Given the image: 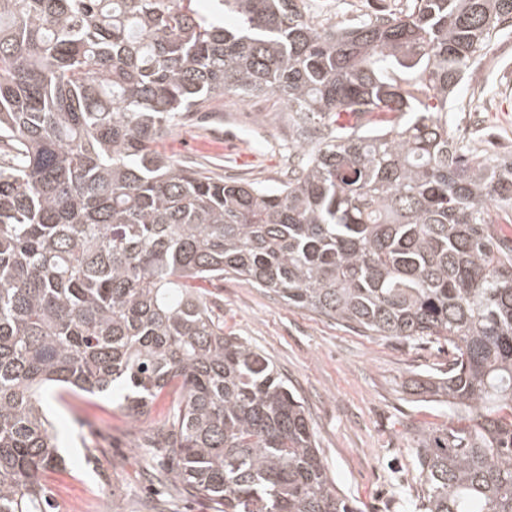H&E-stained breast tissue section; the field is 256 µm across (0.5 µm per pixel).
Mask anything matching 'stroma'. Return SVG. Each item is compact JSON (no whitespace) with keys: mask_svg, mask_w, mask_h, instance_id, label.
<instances>
[{"mask_svg":"<svg viewBox=\"0 0 512 512\" xmlns=\"http://www.w3.org/2000/svg\"><path fill=\"white\" fill-rule=\"evenodd\" d=\"M400 7L401 0H308L318 20L338 15L346 25ZM482 93L491 109L454 115L458 143L485 155L512 154L511 31L474 64L457 96ZM292 135L274 97L243 102L227 95L185 116L165 148L177 163L273 187ZM210 292L225 335L257 348L299 395L331 476L359 512H414L422 496L415 450L426 432L447 426L448 410L420 402L409 383L419 373L446 371L447 347L366 335L232 275ZM47 413L66 461L44 477L55 512L75 500L107 502L109 512H217L214 502L166 479L170 458L142 447L140 424L111 397L69 394L50 401Z\"/></svg>","mask_w":512,"mask_h":512,"instance_id":"1","label":"stroma"}]
</instances>
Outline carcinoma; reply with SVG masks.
<instances>
[{
	"label": "carcinoma",
	"mask_w": 512,
	"mask_h": 512,
	"mask_svg": "<svg viewBox=\"0 0 512 512\" xmlns=\"http://www.w3.org/2000/svg\"><path fill=\"white\" fill-rule=\"evenodd\" d=\"M0 0V512H53L44 403L126 389L143 447L222 512H357L303 402L224 335L227 274L374 336L448 345L411 389L422 512H512V157L458 151L448 108L512 0H405L326 29L304 0ZM234 27L224 26V17ZM272 95L304 161L275 188L175 162L214 99Z\"/></svg>",
	"instance_id": "obj_1"
}]
</instances>
